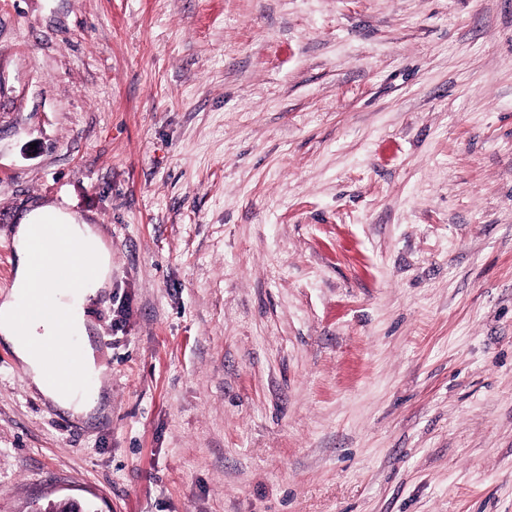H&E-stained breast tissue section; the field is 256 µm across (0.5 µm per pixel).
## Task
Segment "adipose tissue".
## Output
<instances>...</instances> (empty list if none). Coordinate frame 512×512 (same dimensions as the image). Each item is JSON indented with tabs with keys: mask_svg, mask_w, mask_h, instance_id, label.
Listing matches in <instances>:
<instances>
[{
	"mask_svg": "<svg viewBox=\"0 0 512 512\" xmlns=\"http://www.w3.org/2000/svg\"><path fill=\"white\" fill-rule=\"evenodd\" d=\"M40 227L62 230L68 241L67 246H54L52 257L60 265L70 268L71 276L44 283L43 288L65 315L68 335L83 339L78 369L85 377L99 376L106 370L97 350L86 339V309L104 288L111 285V254L94 225L78 222L69 213L54 207L30 212L15 228L17 265L10 292L0 297V340L10 345L18 363L46 399L72 416L84 418L97 406L98 396L49 380L46 359L33 350L36 340L59 335L55 319L36 316L25 321L20 316V306L34 287L33 235Z\"/></svg>",
	"mask_w": 512,
	"mask_h": 512,
	"instance_id": "1",
	"label": "adipose tissue"
}]
</instances>
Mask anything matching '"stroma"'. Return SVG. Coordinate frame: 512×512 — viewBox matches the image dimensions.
Wrapping results in <instances>:
<instances>
[{
	"label": "stroma",
	"mask_w": 512,
	"mask_h": 512,
	"mask_svg": "<svg viewBox=\"0 0 512 512\" xmlns=\"http://www.w3.org/2000/svg\"><path fill=\"white\" fill-rule=\"evenodd\" d=\"M44 206L107 413L0 342V512H512V0H0V295Z\"/></svg>",
	"instance_id": "1"
}]
</instances>
